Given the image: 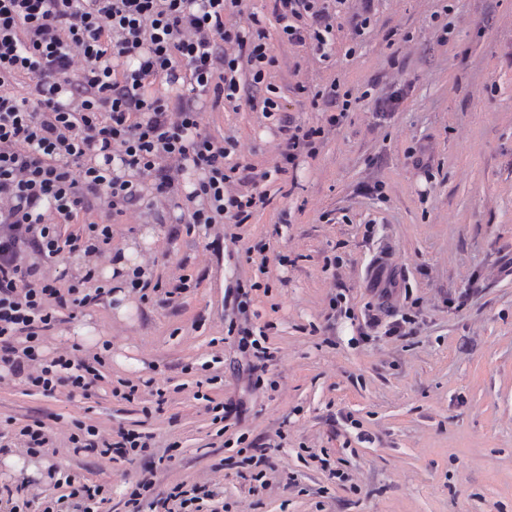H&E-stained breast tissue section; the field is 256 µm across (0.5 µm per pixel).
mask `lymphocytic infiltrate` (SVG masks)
Returning a JSON list of instances; mask_svg holds the SVG:
<instances>
[{
	"instance_id": "f902f5d3",
	"label": "lymphocytic infiltrate",
	"mask_w": 512,
	"mask_h": 512,
	"mask_svg": "<svg viewBox=\"0 0 512 512\" xmlns=\"http://www.w3.org/2000/svg\"><path fill=\"white\" fill-rule=\"evenodd\" d=\"M242 2L0 0V365L29 391L82 394L99 378L100 355L45 358L39 349L63 311L111 296L97 260L116 217L135 205L158 210L191 166L202 177L187 223H247L266 202L259 183L315 155L349 112L351 92L333 84L313 92L325 125L286 114L265 84L276 62L267 30ZM277 2L281 39L327 57V0ZM159 81L183 90L149 93ZM244 91L288 134L272 170L229 162L224 140L203 128V105L219 109ZM64 254L82 259L78 272L55 268ZM375 296L366 328L407 335L414 315L398 312L392 289Z\"/></svg>"
}]
</instances>
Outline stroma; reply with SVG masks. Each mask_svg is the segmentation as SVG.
I'll return each instance as SVG.
<instances>
[{
    "mask_svg": "<svg viewBox=\"0 0 512 512\" xmlns=\"http://www.w3.org/2000/svg\"><path fill=\"white\" fill-rule=\"evenodd\" d=\"M452 5L445 45L432 27L440 0H377L371 31L357 39L341 9L332 59L321 63L277 40L275 0H246L274 37L273 81L299 121L325 122L310 96L295 93L299 82L337 81L360 101L315 157L266 183L268 203L248 223L188 227L181 193L166 201L165 223L137 207L119 217L108 254L155 232L142 253L150 288L124 320L112 301L86 306L45 348L73 350L69 332L93 326L112 344L101 379L72 397L31 392L17 379L0 385V455H25L13 433L27 422L56 434L29 512L63 495L60 469L102 485V512H128L147 467L153 486L142 512L178 484L220 487L209 512H512V275L503 271L512 263V0ZM391 29L410 42L391 50ZM352 45L356 55L346 56ZM377 75V93L406 92L385 122L362 96ZM204 125L260 170L283 140L276 121L243 100L205 110ZM416 144L428 148L429 172L408 156ZM378 182L381 199L369 193ZM379 254L407 290L397 305L416 316L409 335L360 334ZM182 279L187 288L164 299ZM243 285L271 360L240 347L224 308ZM340 291L349 306L341 315L329 306ZM120 355L138 369L122 367ZM131 385L135 397L124 400ZM216 403L229 412L224 421ZM81 424L140 432L148 447L74 451L69 436Z\"/></svg>",
    "mask_w": 512,
    "mask_h": 512,
    "instance_id": "obj_1",
    "label": "stroma"
}]
</instances>
